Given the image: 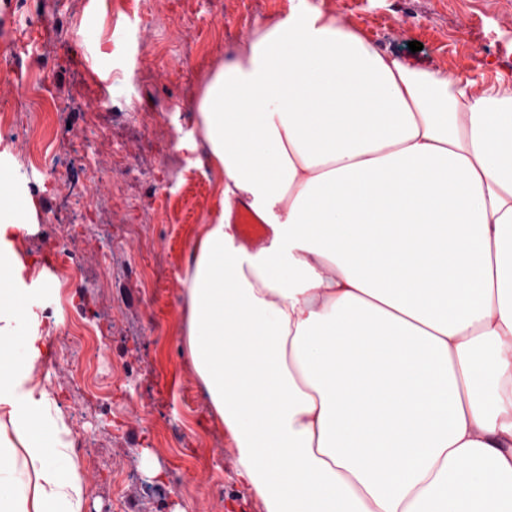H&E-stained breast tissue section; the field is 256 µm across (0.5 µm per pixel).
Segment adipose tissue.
Instances as JSON below:
<instances>
[{"mask_svg":"<svg viewBox=\"0 0 512 512\" xmlns=\"http://www.w3.org/2000/svg\"><path fill=\"white\" fill-rule=\"evenodd\" d=\"M474 86L293 11L203 88L222 215L183 351L264 512H512V81ZM34 208L0 188V512H84L14 248ZM233 219L239 224L240 233L244 238H260L265 233V225L258 221L252 211L241 207L235 208Z\"/></svg>","mask_w":512,"mask_h":512,"instance_id":"1","label":"adipose tissue"}]
</instances>
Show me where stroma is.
<instances>
[{
	"instance_id": "obj_1",
	"label": "stroma",
	"mask_w": 512,
	"mask_h": 512,
	"mask_svg": "<svg viewBox=\"0 0 512 512\" xmlns=\"http://www.w3.org/2000/svg\"><path fill=\"white\" fill-rule=\"evenodd\" d=\"M222 2L221 25L204 15L196 27L167 28L169 47L190 55L180 71L145 43L137 18L113 15L106 0H73L66 22L39 41L41 58L0 61V76L33 78L46 64L53 71L44 94L56 103L49 114L56 167L26 172L20 124L0 130V165L11 171L17 192L36 203L33 228L15 248L28 284L51 286L44 338L79 325L90 328L96 341L94 351L73 347L54 374L39 377L42 387L55 390L53 405L69 430L88 433L79 454L85 512H263L238 479L230 439L181 352L191 241L219 212V175L196 108L224 51L310 0ZM318 8L363 32L379 50L471 78L477 88L499 75L512 79V0H320ZM412 41L422 50L410 52ZM119 68L131 82L146 79L149 94L114 95ZM134 111L152 115L150 132L131 120ZM174 134L188 152L186 180L162 182L163 211L147 182H127L128 194L137 198L136 209H127L112 194L113 145L145 165ZM80 136L97 141L102 174L91 184L75 144ZM58 224L89 227L71 246L73 273L64 283L37 263ZM111 277V291H100L98 280ZM119 460L125 472L118 490L113 464ZM177 476L184 480L179 488L173 484Z\"/></svg>"
}]
</instances>
